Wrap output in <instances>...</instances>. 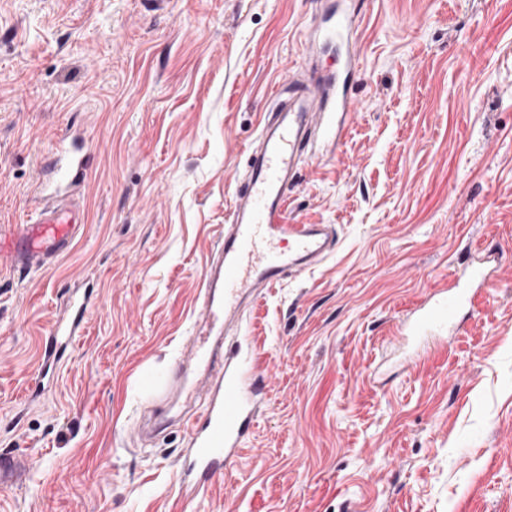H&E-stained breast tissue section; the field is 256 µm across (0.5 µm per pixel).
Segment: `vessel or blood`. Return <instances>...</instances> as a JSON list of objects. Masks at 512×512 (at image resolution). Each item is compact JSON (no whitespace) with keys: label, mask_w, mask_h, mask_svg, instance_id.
<instances>
[{"label":"vessel or blood","mask_w":512,"mask_h":512,"mask_svg":"<svg viewBox=\"0 0 512 512\" xmlns=\"http://www.w3.org/2000/svg\"><path fill=\"white\" fill-rule=\"evenodd\" d=\"M349 27L348 15L341 13L319 32L321 39L339 45L342 69L317 76L312 91L295 109L277 114L274 124H263L260 146L249 157V175L237 191L216 245L218 265L203 274L199 295L203 323L188 340L190 357L174 364L157 397L171 399L184 394L192 363L211 361V332L239 324L245 302L279 284L289 271H306L323 261L330 243L329 227L288 223L285 199L290 175L304 162L302 137L309 129H320L326 156H334L358 110L349 79L358 57L350 45ZM92 155L85 138L62 137L39 169L32 189L34 208L25 223L0 228V237L7 239L0 256L7 257L21 278L51 267L82 234L85 217L76 196L87 180ZM485 280L478 266L453 274L449 288L433 293L411 317L400 321L398 335L435 337L456 326L461 311L473 307L475 286ZM93 297L88 282L69 293L50 328L41 364L33 373L36 386L47 387L62 352L80 335ZM270 375L257 351L237 348L219 370L208 373L195 386L204 407L200 414L185 420L189 448L179 467L189 477L182 485L185 495H198L208 482L236 463L265 403ZM29 471L27 455H0V484L24 483Z\"/></svg>","instance_id":"obj_1"}]
</instances>
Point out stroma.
I'll use <instances>...</instances> for the list:
<instances>
[{
    "mask_svg": "<svg viewBox=\"0 0 512 512\" xmlns=\"http://www.w3.org/2000/svg\"><path fill=\"white\" fill-rule=\"evenodd\" d=\"M329 2L0 0V225L66 132L95 154L72 251L23 281L0 263V455L32 460L0 512H512V0H356L358 112L286 195L333 248L247 307L269 402L224 477L180 493L187 404L143 381L198 321L264 113L339 63L307 46ZM478 250L498 268L474 315L396 354V324ZM86 280L84 330L30 397Z\"/></svg>",
    "mask_w": 512,
    "mask_h": 512,
    "instance_id": "stroma-1",
    "label": "stroma"
}]
</instances>
